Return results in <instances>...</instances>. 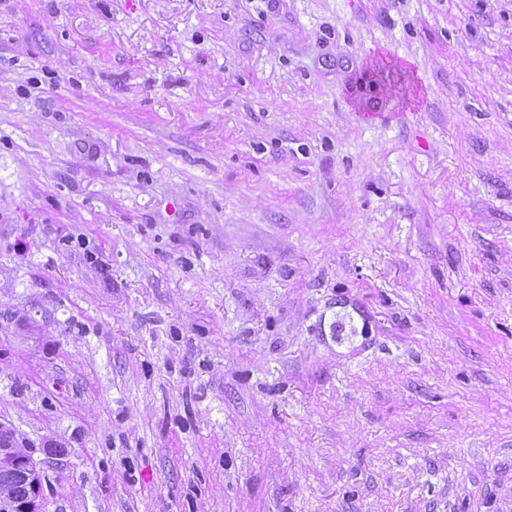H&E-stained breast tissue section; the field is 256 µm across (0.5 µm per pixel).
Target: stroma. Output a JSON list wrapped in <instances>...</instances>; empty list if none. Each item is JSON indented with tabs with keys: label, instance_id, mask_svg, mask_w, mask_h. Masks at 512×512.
I'll return each mask as SVG.
<instances>
[{
	"label": "stroma",
	"instance_id": "1",
	"mask_svg": "<svg viewBox=\"0 0 512 512\" xmlns=\"http://www.w3.org/2000/svg\"><path fill=\"white\" fill-rule=\"evenodd\" d=\"M0 423L41 512H512V0H0Z\"/></svg>",
	"mask_w": 512,
	"mask_h": 512
}]
</instances>
